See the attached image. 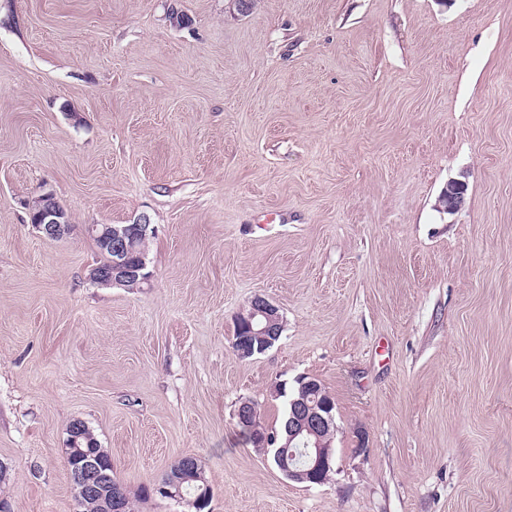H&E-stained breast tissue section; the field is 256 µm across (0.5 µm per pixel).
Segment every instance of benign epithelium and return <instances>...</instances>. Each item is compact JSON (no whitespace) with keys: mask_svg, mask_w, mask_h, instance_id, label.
<instances>
[{"mask_svg":"<svg viewBox=\"0 0 512 512\" xmlns=\"http://www.w3.org/2000/svg\"><path fill=\"white\" fill-rule=\"evenodd\" d=\"M464 185L458 181L448 182L440 203L448 213L455 212L461 206ZM45 203L37 207L36 219L32 227L43 237L51 240L61 239L72 232L68 214L56 203L55 198L44 195ZM85 232L98 240L104 250L110 253V260L105 267L91 270L90 280L101 287L136 288L149 281L151 274L147 271L146 257L139 252V244L153 233L150 223L143 219L132 224H88ZM283 329V317L279 308L269 299L257 295L248 306V316L238 323L240 337L233 341L237 347L236 354L247 359L254 353L263 354L280 336ZM260 345H253L254 340ZM235 417L237 423L248 426L258 420L257 406L251 400L239 402ZM333 423L332 404L314 400L309 404L306 398L288 400V435L285 442L269 439L265 435L252 434L254 447L276 449L279 471L289 480L300 484H318L320 475L332 467L333 448L326 440V431ZM86 423L77 420L71 429L69 447L66 448V460L71 481L78 497L102 493L101 506L105 512H116L120 493L109 489L110 474L107 467L100 462L98 453L92 445L81 446L80 439L85 437ZM302 444L309 448L306 463L297 465L288 457L287 449ZM156 496L177 501H185L179 482L170 479L154 485Z\"/></svg>","mask_w":512,"mask_h":512,"instance_id":"1","label":"benign epithelium"}]
</instances>
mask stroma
Returning <instances> with one entry per match:
<instances>
[{
  "label": "stroma",
  "mask_w": 512,
  "mask_h": 512,
  "mask_svg": "<svg viewBox=\"0 0 512 512\" xmlns=\"http://www.w3.org/2000/svg\"><path fill=\"white\" fill-rule=\"evenodd\" d=\"M143 216L149 282L94 285L84 225ZM257 295L283 332L242 360ZM300 376L335 401L321 485L234 417L278 429ZM76 419L137 512H180L148 489L185 455L207 512H512V0H0L11 512H78ZM42 198H46L43 200L45 203L39 206ZM36 203V219L33 223L30 222L32 227L44 238L51 240L62 239L72 232L73 225L69 224L68 214L51 194L43 195Z\"/></svg>",
  "instance_id": "1"
}]
</instances>
